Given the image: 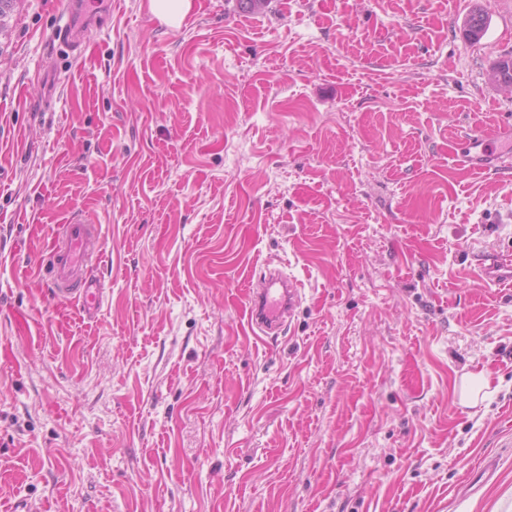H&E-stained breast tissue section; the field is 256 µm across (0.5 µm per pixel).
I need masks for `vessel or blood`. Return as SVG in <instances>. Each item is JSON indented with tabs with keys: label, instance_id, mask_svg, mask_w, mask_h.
<instances>
[{
	"label": "vessel or blood",
	"instance_id": "b4317fda",
	"mask_svg": "<svg viewBox=\"0 0 512 512\" xmlns=\"http://www.w3.org/2000/svg\"><path fill=\"white\" fill-rule=\"evenodd\" d=\"M501 151L484 133L466 134L456 151L455 165L482 172L501 170ZM96 224L74 219L66 224L65 234L50 255L49 286L54 296L75 299L85 312L96 310L103 298L101 284L84 275L95 257L89 250L98 241ZM477 279L487 286L512 282V253L493 252L478 256L475 262ZM302 299L297 279L280 268L266 269L259 287L247 293L248 328L258 340L282 333L290 324Z\"/></svg>",
	"mask_w": 512,
	"mask_h": 512
}]
</instances>
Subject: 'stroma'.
<instances>
[{
	"instance_id": "stroma-1",
	"label": "stroma",
	"mask_w": 512,
	"mask_h": 512,
	"mask_svg": "<svg viewBox=\"0 0 512 512\" xmlns=\"http://www.w3.org/2000/svg\"><path fill=\"white\" fill-rule=\"evenodd\" d=\"M81 2L0 35V512H512V284L472 270L512 251V158H448L512 132V0ZM77 217L90 316L41 268ZM268 258L304 295L259 341ZM148 10L162 22L179 26L193 6L192 0H147ZM501 154L487 134L467 133L453 161L454 165L488 173L502 170ZM490 388V376L488 373L480 372L463 378L459 386L460 403L466 406H474L478 403L479 394H487Z\"/></svg>"
}]
</instances>
